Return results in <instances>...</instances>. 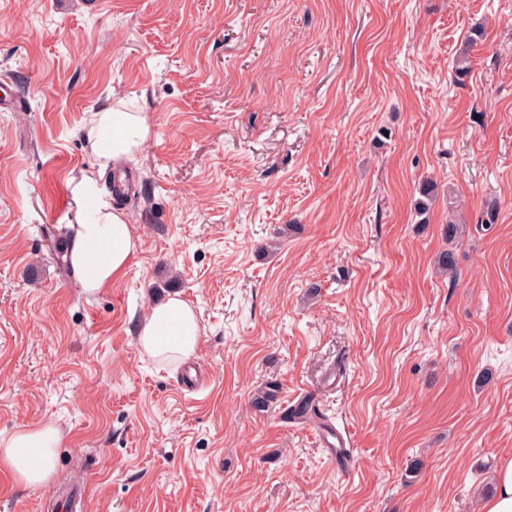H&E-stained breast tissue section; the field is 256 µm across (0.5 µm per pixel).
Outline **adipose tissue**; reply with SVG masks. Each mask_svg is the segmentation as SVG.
<instances>
[{
	"label": "adipose tissue",
	"mask_w": 512,
	"mask_h": 512,
	"mask_svg": "<svg viewBox=\"0 0 512 512\" xmlns=\"http://www.w3.org/2000/svg\"><path fill=\"white\" fill-rule=\"evenodd\" d=\"M146 117L138 112H98L88 137L99 168L136 152L148 138ZM80 213L73 225L68 251L79 272L80 286L94 294L126 272L138 249V240L120 207L101 195L92 177H83L74 189ZM139 345L152 356L176 361L191 356L199 339L193 308L178 296L152 307L139 326ZM59 440L56 430H23L0 438V466L30 485L42 483Z\"/></svg>",
	"instance_id": "1"
}]
</instances>
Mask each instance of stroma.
<instances>
[{
    "label": "stroma",
    "mask_w": 512,
    "mask_h": 512,
    "mask_svg": "<svg viewBox=\"0 0 512 512\" xmlns=\"http://www.w3.org/2000/svg\"><path fill=\"white\" fill-rule=\"evenodd\" d=\"M2 73L0 433L59 444L42 484L0 469V512L82 484L78 512H481L512 458V0H0ZM108 107L150 134L96 172ZM118 170L139 247L89 295L55 245ZM174 293L196 392L136 336ZM311 396L348 470L286 418Z\"/></svg>",
    "instance_id": "obj_1"
}]
</instances>
